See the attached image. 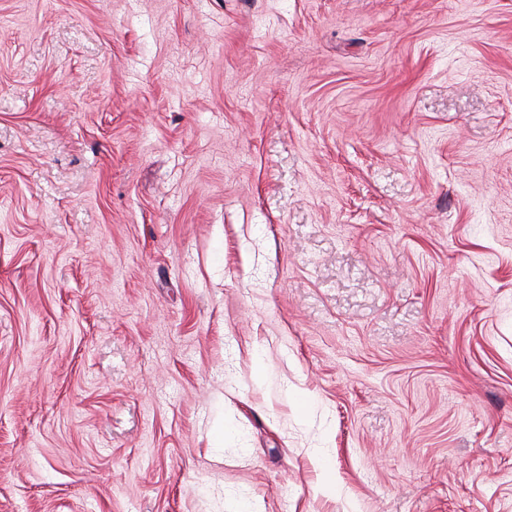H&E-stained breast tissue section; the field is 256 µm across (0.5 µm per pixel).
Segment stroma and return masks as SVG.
<instances>
[{"instance_id": "1", "label": "stroma", "mask_w": 512, "mask_h": 512, "mask_svg": "<svg viewBox=\"0 0 512 512\" xmlns=\"http://www.w3.org/2000/svg\"><path fill=\"white\" fill-rule=\"evenodd\" d=\"M0 512H512V0H0Z\"/></svg>"}]
</instances>
